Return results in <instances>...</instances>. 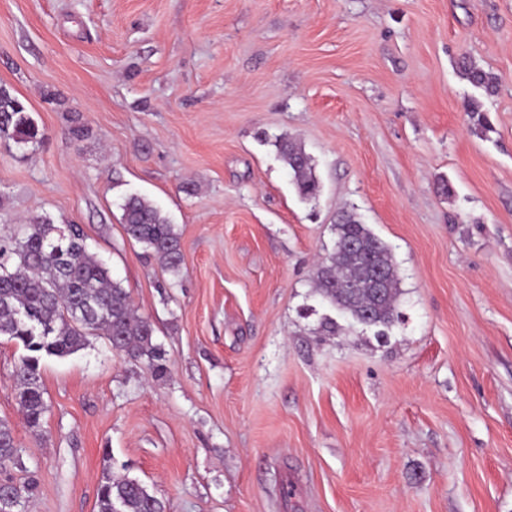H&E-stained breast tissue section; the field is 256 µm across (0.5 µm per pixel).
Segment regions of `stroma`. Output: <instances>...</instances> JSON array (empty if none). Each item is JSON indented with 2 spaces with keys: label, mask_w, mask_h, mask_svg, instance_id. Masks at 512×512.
<instances>
[{
  "label": "stroma",
  "mask_w": 512,
  "mask_h": 512,
  "mask_svg": "<svg viewBox=\"0 0 512 512\" xmlns=\"http://www.w3.org/2000/svg\"><path fill=\"white\" fill-rule=\"evenodd\" d=\"M0 86L45 133L0 140V240L82 226L168 368L102 336L43 357L37 437L0 336L24 512H97L108 474L169 512H512V0H0ZM131 194L175 225L179 275L126 237ZM343 210L398 266L383 338L311 286ZM276 146L282 162L289 170L297 194L305 200L316 198L319 180L302 145L295 140L282 138Z\"/></svg>",
  "instance_id": "35a3bbf8"
}]
</instances>
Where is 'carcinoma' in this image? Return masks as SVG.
<instances>
[{
  "mask_svg": "<svg viewBox=\"0 0 512 512\" xmlns=\"http://www.w3.org/2000/svg\"><path fill=\"white\" fill-rule=\"evenodd\" d=\"M469 79L485 94L497 89L495 75L464 65ZM21 150L40 145L44 133L17 96L0 87V139ZM279 156L288 168L297 194L313 199L319 192L309 155L301 144L282 138ZM126 236L141 244L170 272L182 264L180 235L161 210L147 198L132 194L122 204ZM64 232L67 251L63 260L49 257L48 246ZM335 245L320 263L315 290L335 309L359 323L369 321L388 328L399 319V275L390 249L356 214L343 211L334 224ZM355 241L359 251L338 246ZM385 270L386 292L374 301L355 287L364 276L365 258ZM0 335L21 345L22 356L14 371L18 404L26 427L41 431L48 412L40 376L43 356L64 357L85 345L89 336H104L112 348L131 362L147 361L156 378L166 374L161 347L154 342L152 322L138 315L130 292L114 279L106 265L86 244L81 227L63 229L48 214H38L19 229L9 245L0 244ZM20 463V445L13 427L0 420V469ZM35 486L9 483L0 492V512H22ZM98 512H166V503L148 491L139 480L105 478L98 495Z\"/></svg>",
  "mask_w": 512,
  "mask_h": 512,
  "instance_id": "obj_1",
  "label": "carcinoma"
}]
</instances>
